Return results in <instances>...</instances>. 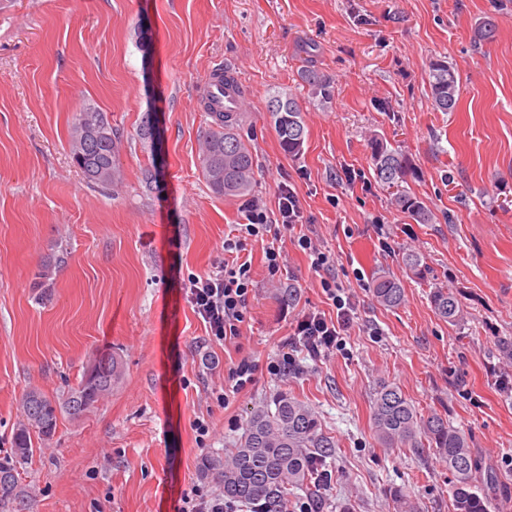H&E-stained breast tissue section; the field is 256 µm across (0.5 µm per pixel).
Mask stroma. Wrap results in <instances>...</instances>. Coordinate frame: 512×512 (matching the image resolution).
Instances as JSON below:
<instances>
[{
	"mask_svg": "<svg viewBox=\"0 0 512 512\" xmlns=\"http://www.w3.org/2000/svg\"><path fill=\"white\" fill-rule=\"evenodd\" d=\"M487 17L497 29L481 41ZM441 57L460 76L452 112L430 101L429 63ZM218 65L249 88L238 122L257 162L248 198L214 194L199 165ZM309 68L332 79L331 99L309 94ZM288 94L305 127L295 157L269 112ZM89 106L119 137L109 185L71 160L72 118ZM148 111L158 147L140 131ZM374 136L413 158L408 189L431 223L392 206L394 189L372 169ZM282 183L304 232L335 254L355 313L340 350L297 353L295 369L273 375L297 320L335 312L289 236L276 279L265 268L271 235L249 238L254 290L226 345L209 341L183 287L220 267L250 199L275 208ZM406 251L427 280L406 275ZM381 270L402 279L398 308L372 296ZM288 287L295 302L282 298ZM436 287L460 300L457 323L436 316ZM105 354L120 360L121 380L35 441L18 474L25 512H179L185 497L219 490L198 471L202 453L230 447L247 412L282 390L336 440L323 512L345 502L399 512L393 488L420 512H451L452 476L436 453L375 440L384 383L465 434L485 512H512V392L499 383L512 378V0H0V451L24 391L59 397ZM245 356L260 366L256 383L224 403V379ZM200 421L211 427L203 441Z\"/></svg>",
	"mask_w": 512,
	"mask_h": 512,
	"instance_id": "obj_1",
	"label": "stroma"
}]
</instances>
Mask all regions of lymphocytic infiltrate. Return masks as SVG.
I'll return each mask as SVG.
<instances>
[{
  "label": "lymphocytic infiltrate",
  "mask_w": 512,
  "mask_h": 512,
  "mask_svg": "<svg viewBox=\"0 0 512 512\" xmlns=\"http://www.w3.org/2000/svg\"><path fill=\"white\" fill-rule=\"evenodd\" d=\"M276 197L277 216H270L266 208L250 205L246 225L239 234L225 238L224 266L219 273L190 276L185 285V298L209 340L223 344L237 338L247 318L253 290L252 265L245 254L247 240L264 232L277 234L288 230L293 243L309 257L312 269L322 273L321 286L331 299L336 315L332 318L322 312L302 315L289 341L290 351L269 363L268 371L272 374L294 367L295 351H304L310 358L317 359L341 347L354 310L350 296L345 295L343 287L337 285L331 274L334 266L331 255L298 229L302 212L295 191L282 184Z\"/></svg>",
  "instance_id": "f902f5d3"
}]
</instances>
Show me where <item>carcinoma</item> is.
Listing matches in <instances>:
<instances>
[{
    "instance_id": "cac0c4a2",
    "label": "carcinoma",
    "mask_w": 512,
    "mask_h": 512,
    "mask_svg": "<svg viewBox=\"0 0 512 512\" xmlns=\"http://www.w3.org/2000/svg\"><path fill=\"white\" fill-rule=\"evenodd\" d=\"M305 81L315 97L333 95L331 79L317 71H308ZM460 80L448 62L436 59L430 64V101L439 112L456 109ZM271 115L281 147L290 156L298 155L305 140L301 107L297 100L275 96ZM209 129L203 137L200 166L213 193L224 197H245L255 183L256 161L250 145L237 132V115L210 112ZM373 172L381 183L396 187L392 204L419 224L431 221V212L423 201L405 189L415 177L410 157L388 147L381 138L371 141ZM117 136L107 115L95 108L75 114L71 129V157L85 178L95 184L109 185L116 172ZM406 273L422 279L426 273L421 256L413 251L402 255ZM372 292L376 301L395 308L404 302L399 278L379 271ZM435 313L454 323L460 317L458 299L443 288L431 293ZM120 376L116 356L99 357V371L84 373L66 395L50 398L37 390L25 392L19 402L22 422L11 441L10 453L0 458V501L10 498L17 487V466L33 453L31 434H53L58 415L80 418L91 411L115 385ZM373 432L384 448L429 447L448 465L453 483L454 512H471L482 507L472 487L479 482L481 470L467 439L438 413L422 415L396 386L381 387L373 400ZM336 440L326 435L317 415L303 402L286 392L279 393L273 405L253 408L242 426V433L224 456L202 455L199 469L203 477L215 481L224 498L247 512H281L290 489L302 487L324 466Z\"/></svg>"
}]
</instances>
